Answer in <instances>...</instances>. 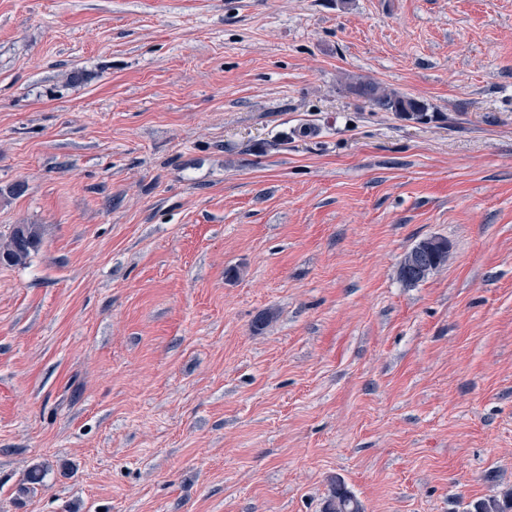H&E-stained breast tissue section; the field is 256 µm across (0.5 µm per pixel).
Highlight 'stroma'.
Segmentation results:
<instances>
[{
    "instance_id": "obj_1",
    "label": "stroma",
    "mask_w": 512,
    "mask_h": 512,
    "mask_svg": "<svg viewBox=\"0 0 512 512\" xmlns=\"http://www.w3.org/2000/svg\"><path fill=\"white\" fill-rule=\"evenodd\" d=\"M18 224L0 512L512 490V0H0ZM349 89L364 98L373 108L383 112L399 115L411 112L412 115H420L428 110L423 102L396 90L383 88L373 81L359 79L350 83ZM41 244V234L36 224H18L11 231L7 243L0 246V262L11 265L22 263L31 251Z\"/></svg>"
}]
</instances>
